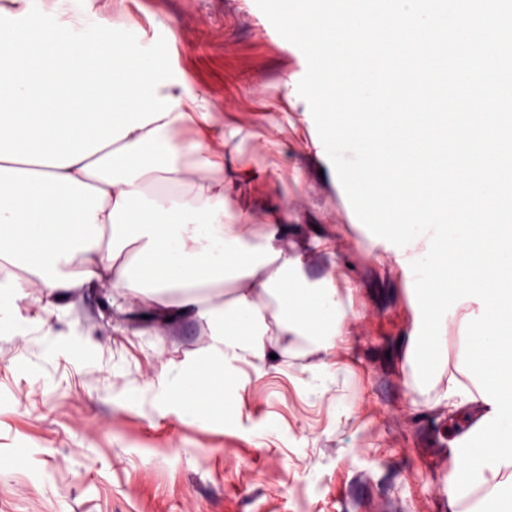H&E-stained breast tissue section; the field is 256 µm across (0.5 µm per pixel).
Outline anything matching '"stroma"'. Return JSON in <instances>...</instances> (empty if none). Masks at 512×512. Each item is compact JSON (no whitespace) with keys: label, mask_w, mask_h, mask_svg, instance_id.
<instances>
[{"label":"stroma","mask_w":512,"mask_h":512,"mask_svg":"<svg viewBox=\"0 0 512 512\" xmlns=\"http://www.w3.org/2000/svg\"><path fill=\"white\" fill-rule=\"evenodd\" d=\"M116 19L163 48L238 127L227 150L240 164L270 170L245 185L244 201L318 216L323 244L314 259L336 269L344 336L314 354L271 325V358L226 374L235 401L204 420L130 399L158 384L161 370L209 355L205 327L191 317L170 333L113 331L111 305L156 311L148 298L96 287L63 304L48 325L64 338L84 331L81 364L64 353L33 367L31 351L0 332V453L28 459L0 475V512H183L188 498L195 512H469V502L434 495L444 436L457 423L441 396L469 379L463 318L449 317L431 382L410 385L421 327L414 277L339 194L297 92L306 68L298 48L268 33L255 0H125ZM91 313L100 321L88 332Z\"/></svg>","instance_id":"obj_1"}]
</instances>
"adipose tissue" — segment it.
<instances>
[{
    "mask_svg": "<svg viewBox=\"0 0 512 512\" xmlns=\"http://www.w3.org/2000/svg\"><path fill=\"white\" fill-rule=\"evenodd\" d=\"M112 0L73 15L59 0H0V330L39 361L61 350L46 325L58 301L93 286L166 298V318L205 321L225 368L268 352L269 320L314 350L343 332L335 271L304 287L311 254L293 238L298 214L243 204L225 129L205 93L133 25L109 21ZM239 294L214 302L225 282ZM27 304L34 316L19 320ZM204 367L166 371L182 414L223 413L224 391L201 390Z\"/></svg>",
    "mask_w": 512,
    "mask_h": 512,
    "instance_id": "1",
    "label": "adipose tissue"
}]
</instances>
